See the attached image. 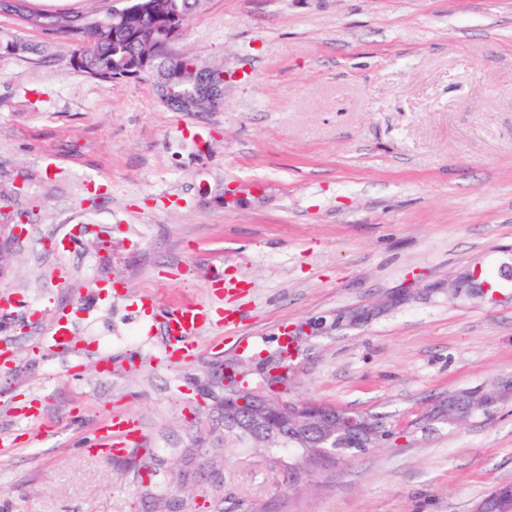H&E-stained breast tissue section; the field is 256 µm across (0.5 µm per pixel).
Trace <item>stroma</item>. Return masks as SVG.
Instances as JSON below:
<instances>
[{
    "mask_svg": "<svg viewBox=\"0 0 512 512\" xmlns=\"http://www.w3.org/2000/svg\"><path fill=\"white\" fill-rule=\"evenodd\" d=\"M174 49L223 67V107L93 79L70 43L0 12V225H25L0 264V512H150L176 494L170 469L211 484L186 448L224 462L223 499L192 512H473L512 484V402L412 423L512 376V0H202ZM474 271L505 291L470 295ZM217 297L236 326L160 361L162 315ZM68 313L74 346L47 351ZM304 322L319 333L289 397L391 436L296 492L225 437L196 383ZM115 415L139 425L150 499L100 449ZM511 401L512 378L502 379L489 386L461 389L446 395L428 413L417 418L416 423L427 427L432 422L449 428L459 427Z\"/></svg>",
    "mask_w": 512,
    "mask_h": 512,
    "instance_id": "stroma-1",
    "label": "stroma"
}]
</instances>
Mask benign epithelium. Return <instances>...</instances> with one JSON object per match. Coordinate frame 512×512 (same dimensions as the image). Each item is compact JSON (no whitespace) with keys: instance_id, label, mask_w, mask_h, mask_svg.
Returning <instances> with one entry per match:
<instances>
[{"instance_id":"obj_1","label":"benign epithelium","mask_w":512,"mask_h":512,"mask_svg":"<svg viewBox=\"0 0 512 512\" xmlns=\"http://www.w3.org/2000/svg\"><path fill=\"white\" fill-rule=\"evenodd\" d=\"M124 6L112 9V16L143 14L150 9L149 0H123ZM187 19L180 9L172 14L166 30L160 34L162 47L170 49L186 30ZM156 77L155 59L145 58L125 75L127 79L141 80ZM158 78V77H156ZM190 90L176 96L164 78H158L157 90L167 105L180 109L190 108L192 100L206 96L215 104L224 100V81L216 80L206 69L189 81ZM233 369L224 368L212 373L210 391H201V399H210L211 411L224 420V428L249 442L251 447L270 448L274 445H292L303 449V454L318 460L340 462L344 459L340 445L351 443L362 449L375 448L384 439L379 426L368 415L341 412L335 406L315 400H296L283 393L284 386L275 385L280 393L274 395L264 389L250 391L249 401L230 394L213 397V389L221 388L225 377ZM512 401V378L502 379L489 386L467 388L445 396L428 413L416 419L420 425L433 422L448 427H459L477 416H487L492 409ZM475 512H512V486L503 485L485 497Z\"/></svg>"}]
</instances>
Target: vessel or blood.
<instances>
[{"instance_id":"vessel-or-blood-1","label":"vessel or blood","mask_w":512,"mask_h":512,"mask_svg":"<svg viewBox=\"0 0 512 512\" xmlns=\"http://www.w3.org/2000/svg\"><path fill=\"white\" fill-rule=\"evenodd\" d=\"M214 324L227 329L234 327L236 319L233 310L228 309L221 313L209 304H188L167 311L162 319L164 355L176 360L195 357L198 353V336L205 327ZM73 335L71 319L65 316L58 318L45 339L46 347L52 352L68 350ZM136 430L134 421L115 417L100 432L99 439L109 452L120 455L126 453V441Z\"/></svg>"}]
</instances>
